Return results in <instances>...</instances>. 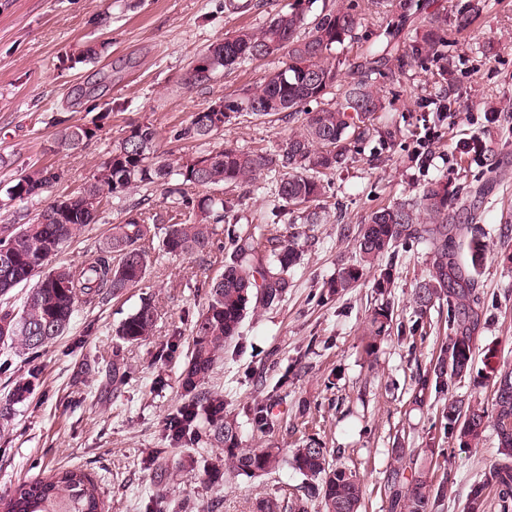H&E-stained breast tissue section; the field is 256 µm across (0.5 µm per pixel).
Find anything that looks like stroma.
I'll return each instance as SVG.
<instances>
[{"label": "stroma", "mask_w": 512, "mask_h": 512, "mask_svg": "<svg viewBox=\"0 0 512 512\" xmlns=\"http://www.w3.org/2000/svg\"><path fill=\"white\" fill-rule=\"evenodd\" d=\"M292 0H0V227L31 222L54 199L77 192L131 125L149 122L160 134L161 151L173 156L219 150L275 149L298 125L284 115L240 114L223 133L203 141L175 134L194 112L219 97H236L278 68L279 58L250 61L216 71L208 83L189 86L191 66L226 34L269 25ZM426 15L450 17L468 8L471 28L452 36L449 72L439 67L407 69L381 87L401 117L403 134L391 151L376 142L343 170L330 175L319 224L273 219L276 178L261 172L253 182L226 185L225 197L240 200L244 224H271L281 238L298 235L301 263L284 301L247 315L209 387L224 397L236 417L245 448L278 447L284 452L316 440L330 460L355 470L364 491L365 512H385L384 481L395 465L397 441L412 448L434 442L430 469L443 486L433 512H462L464 503L498 448L494 429L479 447L460 448L443 431L449 396L487 397L489 387L462 378L448 393H429L416 403L419 372L448 339V303L419 315L415 288L429 272L423 247L397 246L392 265L397 286L378 295L372 276L355 288L325 296L322 285L355 262L353 242L341 227L358 226L374 209L413 196L426 182L445 176L460 189L466 222L476 206L477 224L490 248L478 277L483 305L475 333V369L487 353L512 364V0H426ZM97 44L98 59L82 60L83 46ZM453 87L456 101L444 121L442 138L417 142L420 105ZM97 126L81 150L51 152L61 129ZM55 165L64 179L38 197L8 200L6 190L32 167ZM491 189L483 199L473 191ZM178 197L147 185L127 189L113 204L108 223L93 224L58 257L81 264L93 254L126 209L166 213ZM224 256L159 257L147 279L116 299L85 308L76 321L35 359L0 349V401L16 380L35 374L31 395L15 405L13 424L0 428V496L21 478L59 468L84 469L104 494L109 512H147L154 507L155 468L149 452L168 447L167 419L183 402L178 377L191 342V320L206 297L196 283L222 268ZM153 297L159 310L152 340L128 351L132 377L113 391L106 376L116 338L113 324ZM390 304L387 336L371 340L367 317ZM267 406L270 431H256L251 411ZM305 492L291 464L269 474L225 477L208 484L194 474L171 481L167 499H189L195 512H250L259 498L283 499Z\"/></svg>", "instance_id": "1"}]
</instances>
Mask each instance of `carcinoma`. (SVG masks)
<instances>
[{
  "mask_svg": "<svg viewBox=\"0 0 512 512\" xmlns=\"http://www.w3.org/2000/svg\"><path fill=\"white\" fill-rule=\"evenodd\" d=\"M421 0H324L317 14L309 13L307 0L259 30L240 29L224 37L203 54L214 58V69L231 68L246 61L283 53L282 66L259 85L238 98L224 99V119L246 112L256 117L288 113L299 130L272 151L248 152L230 145L220 150L171 160L160 152L159 135L150 123L134 125L113 145L70 202L69 213L54 218L50 203L28 224L0 231V348L36 358L61 336L80 310L105 299L117 298L144 281L156 250L167 255L191 257L224 251L229 261L222 271L205 277L206 302L193 318L190 355L179 375L184 405L172 417L166 434L175 446L204 443L221 452L198 463L181 458L172 465L159 463L162 449L151 452L157 462L156 498L167 499L166 488L174 477L198 470L213 484L226 474L250 477L266 474L282 463L280 448L239 447L237 420L224 413V396L208 387L224 356V347L239 332L249 312L283 301L293 287L291 269L300 260L298 237L282 239L260 225L237 223L238 203L210 195L196 199L193 187L243 184L261 171L279 175L276 197L303 224H316L320 202L330 189L327 173L342 167L362 147L377 139L384 149L397 144L401 129L378 125L375 115L388 111L376 84L392 82L407 66L428 68L444 59L452 33L466 30L472 21L463 9L448 20L432 19L402 36L406 24L423 13ZM386 18L387 23L367 52L349 61L338 51L359 40L365 14ZM453 90L428 99L421 117L425 136L435 138L450 110ZM316 108L308 109L310 104ZM98 128L71 125L59 131L54 150L81 149L97 136ZM219 134L209 113L191 115L176 132L180 140H206ZM64 176L52 166L30 168L7 189L10 200L40 195ZM181 198L180 205L160 218L149 212L129 210L124 220L112 224L102 246L78 266L53 264V258L85 229L105 219L113 199L132 186H165ZM459 204L458 190L445 178L422 186L411 200L395 201L372 211L357 227L353 245L358 259L334 279L324 283L328 295L355 287L370 270L373 288L381 295L396 287L392 267L378 262L399 244H421L430 255L428 280L413 294L417 311L424 315L442 299L448 301V342L429 368L418 377L415 401L429 390L443 393L456 380L473 373V332L481 304L476 274L483 265L488 244L474 224H456L452 213ZM224 225V240L217 239V225ZM466 248L468 263L459 259ZM36 280L23 304L10 303V293L24 282ZM159 310L154 301L141 300L113 329L118 343L112 351L109 380L119 389L131 379L124 347L138 346L154 336ZM392 322L387 308L371 314L369 332L378 337ZM478 385H489L491 406L478 399L449 397L443 411L448 438L460 448H475L491 426L499 441L498 457L486 465L481 482L471 491L463 512H485L484 490L498 491L502 501L512 499V365L491 367L478 374ZM292 467L307 481L308 496L262 499L255 512H309V498L319 499L318 512H361L364 492L351 469L330 461L327 449L311 439L293 451ZM402 467L391 470L383 488L386 512H430L433 495L429 472L405 476ZM100 487L79 467L63 468L48 477L20 482L14 493L0 496V512H105Z\"/></svg>",
  "mask_w": 512,
  "mask_h": 512,
  "instance_id": "cac0c4a2",
  "label": "carcinoma"
}]
</instances>
